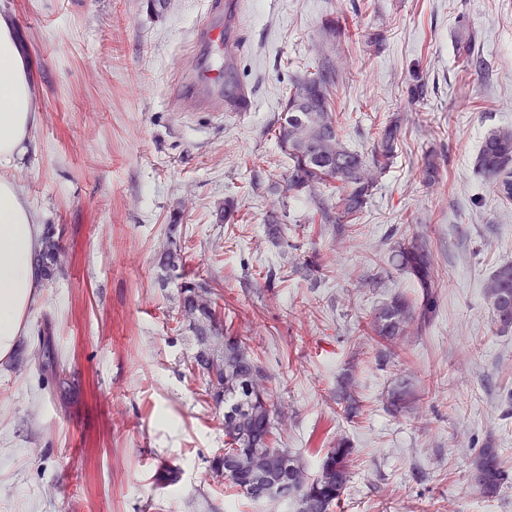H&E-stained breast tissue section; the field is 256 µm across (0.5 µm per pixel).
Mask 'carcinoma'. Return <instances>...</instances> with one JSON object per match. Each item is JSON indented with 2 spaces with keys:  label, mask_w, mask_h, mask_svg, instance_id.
I'll return each instance as SVG.
<instances>
[{
  "label": "carcinoma",
  "mask_w": 512,
  "mask_h": 512,
  "mask_svg": "<svg viewBox=\"0 0 512 512\" xmlns=\"http://www.w3.org/2000/svg\"><path fill=\"white\" fill-rule=\"evenodd\" d=\"M334 72L321 66L308 77L294 82L277 120L275 138L288 155V190L315 192L323 186L336 199L334 209L318 199L321 218L336 224H356L372 199L378 177L393 163L401 126L392 120L374 140L370 154L350 150L342 135V122L331 105ZM316 111H311V108ZM476 170L507 200H512V127L489 132L475 159ZM397 265L422 288L417 306L403 295H395L371 316L367 329L391 341L404 334L413 321L426 317L432 308L433 261L427 244L415 237L401 245ZM195 282L183 281L180 309L189 323L196 351L192 367L207 374L209 393L224 403V453L242 455L253 465L228 473L224 459L214 462L229 487L247 500L258 503L261 492L283 484L304 472L300 458L281 446L273 396L261 385L269 379L258 354L231 331L211 300L197 301ZM493 322L502 332L512 330V263L497 268L484 287ZM413 394L401 383L388 395L390 410L409 407ZM354 449L345 440L336 441L321 458L316 476L295 487V512H333L340 505L352 475ZM469 479L474 492L484 498L498 496L512 482L499 450L481 448L470 464Z\"/></svg>",
  "instance_id": "obj_1"
}]
</instances>
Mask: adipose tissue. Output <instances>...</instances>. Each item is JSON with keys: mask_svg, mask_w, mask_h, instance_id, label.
<instances>
[{"mask_svg": "<svg viewBox=\"0 0 512 512\" xmlns=\"http://www.w3.org/2000/svg\"><path fill=\"white\" fill-rule=\"evenodd\" d=\"M14 24L0 17V167L15 168L35 149L40 114ZM45 229L18 183L0 177V361L25 344L27 317L47 277Z\"/></svg>", "mask_w": 512, "mask_h": 512, "instance_id": "adipose-tissue-1", "label": "adipose tissue"}]
</instances>
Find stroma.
Segmentation results:
<instances>
[{
  "mask_svg": "<svg viewBox=\"0 0 512 512\" xmlns=\"http://www.w3.org/2000/svg\"><path fill=\"white\" fill-rule=\"evenodd\" d=\"M207 2L0 0L41 112L35 152L5 175L55 245L30 353L0 369L12 435L0 498L40 512H288L246 501L212 469L224 409L188 361L183 275L207 283L258 350L283 445L308 475L349 439L354 474L336 512H512V484L486 499L468 479L488 441L512 470V332L497 331L484 297L512 262V200L474 168L486 133L512 126V0H233L224 91L248 88L250 112L200 105L188 82L208 62L195 37ZM471 32L466 67L456 45ZM321 62L338 75L332 106L350 149L367 154L383 123H402L352 235L289 191L273 136L290 86ZM414 236L432 254L436 309L384 346L361 329L394 295L421 301L392 259ZM173 242L176 273L159 263ZM401 381L414 403L393 413L385 398Z\"/></svg>",
  "mask_w": 512,
  "mask_h": 512,
  "instance_id": "obj_1",
  "label": "stroma"
}]
</instances>
